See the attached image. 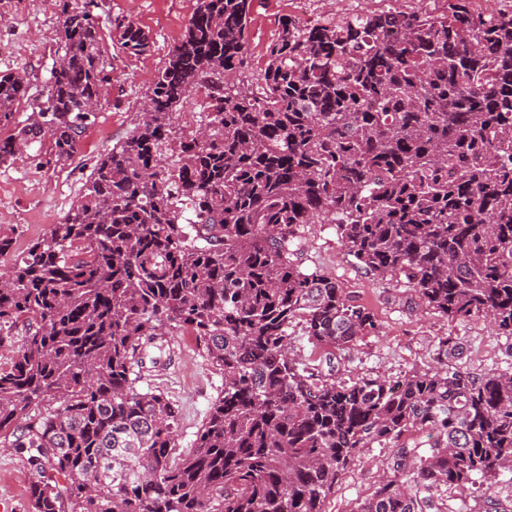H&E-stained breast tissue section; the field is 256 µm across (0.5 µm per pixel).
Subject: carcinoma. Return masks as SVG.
<instances>
[{"label":"carcinoma","instance_id":"obj_1","mask_svg":"<svg viewBox=\"0 0 512 512\" xmlns=\"http://www.w3.org/2000/svg\"><path fill=\"white\" fill-rule=\"evenodd\" d=\"M92 2L62 0L45 104L16 121L25 71L0 73V162L51 138L73 158L111 77L110 49L150 51L136 22L106 44ZM252 0H197L144 93L139 123L92 166L81 200L0 273V446L28 455L32 512H324L362 448L412 431L356 512H443L424 495L512 466V375L413 371L336 379L290 356L294 327L325 363L381 326L293 257L334 224L358 267L406 281L449 321L512 336V13L288 16L249 71ZM205 127H174L190 97ZM176 153L174 164L161 163ZM166 328L224 375L192 445L179 409L141 391ZM460 355L438 344L440 362Z\"/></svg>","mask_w":512,"mask_h":512}]
</instances>
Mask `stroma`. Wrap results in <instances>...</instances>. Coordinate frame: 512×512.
<instances>
[{
  "instance_id": "obj_1",
  "label": "stroma",
  "mask_w": 512,
  "mask_h": 512,
  "mask_svg": "<svg viewBox=\"0 0 512 512\" xmlns=\"http://www.w3.org/2000/svg\"><path fill=\"white\" fill-rule=\"evenodd\" d=\"M95 2L102 31L111 30L114 19L135 20L149 32L151 50L138 57L112 58L111 82L96 120L66 164L43 163L51 148L47 140L41 149H28L24 158L0 163V231L14 238V250L0 257V267L48 234L81 197L94 161L135 127L142 96L196 5V0ZM446 7L447 0H253L247 39L251 69L257 72L263 67L266 49L281 19L289 15L323 22L389 9L436 16ZM61 22L58 0H0V72L24 70L30 76L28 102L18 112V120H26L32 106L43 101ZM302 235L305 243L296 257L301 269L336 279L353 300L373 309L382 325L378 335L337 352L333 364L338 379H397L413 370L437 367L438 342L448 335L462 346L452 367L476 374H512V337L496 335L477 317L448 322L418 302L407 284L358 269L340 245L335 225L309 224ZM163 360V366L145 376L139 387L158 390L178 405L176 443L183 452L223 395L224 376L207 362L194 336L181 329H169ZM396 452L391 443L362 449L327 497L325 512H355L379 481L392 475ZM31 478L26 455L0 449V506L7 512H30ZM433 500L446 504L447 512H484L489 500L512 512V470L489 480L474 476L466 485L434 492Z\"/></svg>"
}]
</instances>
